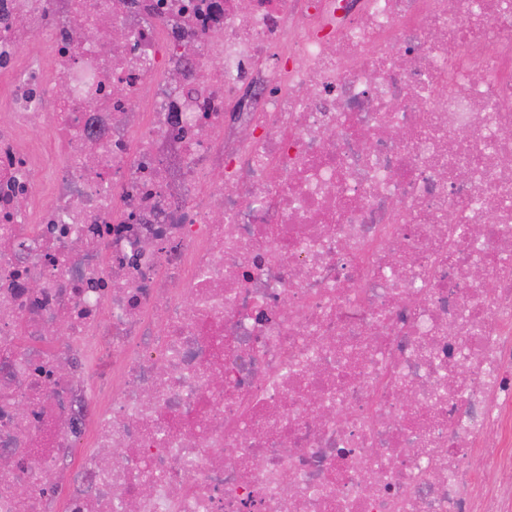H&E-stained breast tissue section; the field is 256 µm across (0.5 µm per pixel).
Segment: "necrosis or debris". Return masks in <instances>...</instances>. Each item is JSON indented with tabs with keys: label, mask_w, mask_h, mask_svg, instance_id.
Returning a JSON list of instances; mask_svg holds the SVG:
<instances>
[{
	"label": "necrosis or debris",
	"mask_w": 512,
	"mask_h": 512,
	"mask_svg": "<svg viewBox=\"0 0 512 512\" xmlns=\"http://www.w3.org/2000/svg\"><path fill=\"white\" fill-rule=\"evenodd\" d=\"M1 77L0 512H512V0H0Z\"/></svg>",
	"instance_id": "obj_1"
}]
</instances>
